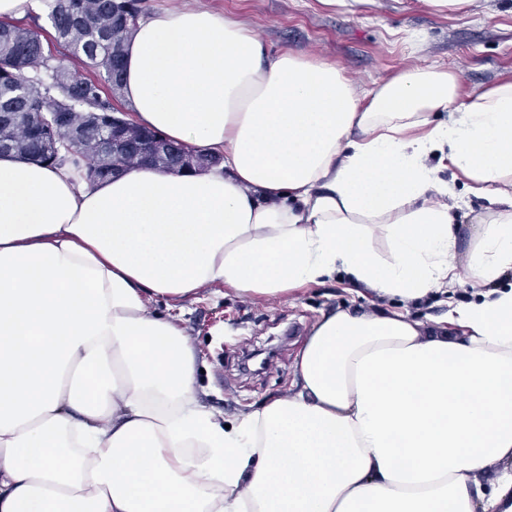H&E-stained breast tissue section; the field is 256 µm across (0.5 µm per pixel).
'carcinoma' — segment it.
Returning <instances> with one entry per match:
<instances>
[{
  "mask_svg": "<svg viewBox=\"0 0 512 512\" xmlns=\"http://www.w3.org/2000/svg\"><path fill=\"white\" fill-rule=\"evenodd\" d=\"M138 0H51L47 20L69 55L96 71L79 77L45 53L41 27L0 22V156L55 165L65 157L86 160L90 180L127 170L133 162L112 156V144L94 145L96 130L83 139L61 140L63 129L94 115L112 114L110 97L121 91L123 69L114 53L140 18Z\"/></svg>",
  "mask_w": 512,
  "mask_h": 512,
  "instance_id": "cac0c4a2",
  "label": "carcinoma"
}]
</instances>
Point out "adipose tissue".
I'll return each mask as SVG.
<instances>
[{
	"label": "adipose tissue",
	"mask_w": 512,
	"mask_h": 512,
	"mask_svg": "<svg viewBox=\"0 0 512 512\" xmlns=\"http://www.w3.org/2000/svg\"><path fill=\"white\" fill-rule=\"evenodd\" d=\"M122 49L131 122L218 163L91 182L0 157V512H512V81L464 101L457 73L413 68L362 91L205 8L140 19ZM459 178L492 205L476 300L429 324L323 314L288 393L229 420L202 403L195 347L150 300L339 273L435 296Z\"/></svg>",
	"instance_id": "adipose-tissue-1"
}]
</instances>
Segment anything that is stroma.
I'll return each mask as SVG.
<instances>
[{
  "mask_svg": "<svg viewBox=\"0 0 512 512\" xmlns=\"http://www.w3.org/2000/svg\"><path fill=\"white\" fill-rule=\"evenodd\" d=\"M178 4L254 27L270 51L318 54L362 87L410 67L458 73L466 99L512 80V0H478L468 16L428 7L423 0H349L344 7L323 0H142L141 7L149 15ZM346 307L406 310L424 322L448 310L434 297L409 306L395 298L375 304L341 278L263 302L223 287L204 289L199 299L182 302L178 319L198 352L206 404L229 419L285 392L295 354L313 323ZM271 335L280 339L272 366L243 372L244 352Z\"/></svg>",
  "mask_w": 512,
  "mask_h": 512,
  "instance_id": "1",
  "label": "stroma"
}]
</instances>
